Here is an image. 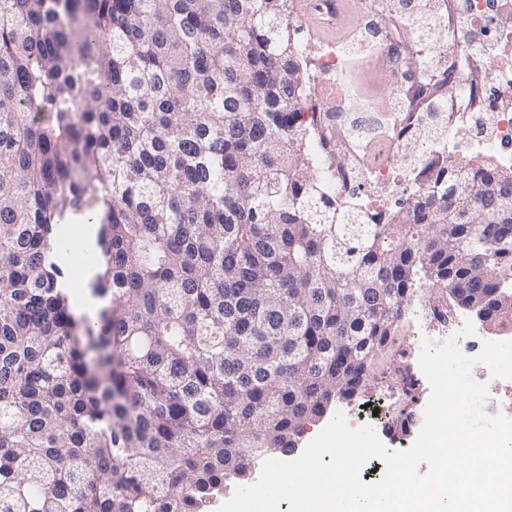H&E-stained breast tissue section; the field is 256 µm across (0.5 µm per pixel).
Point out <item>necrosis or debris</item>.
<instances>
[{
    "instance_id": "1",
    "label": "necrosis or debris",
    "mask_w": 512,
    "mask_h": 512,
    "mask_svg": "<svg viewBox=\"0 0 512 512\" xmlns=\"http://www.w3.org/2000/svg\"><path fill=\"white\" fill-rule=\"evenodd\" d=\"M316 6L338 36L303 56L317 92L308 120L330 129L311 152L337 202L381 224V197L406 194L422 157L512 168V0H362L352 23L342 0ZM407 9L425 15V36L397 22ZM446 73L450 95L417 98Z\"/></svg>"
}]
</instances>
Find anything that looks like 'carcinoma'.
<instances>
[{"mask_svg": "<svg viewBox=\"0 0 512 512\" xmlns=\"http://www.w3.org/2000/svg\"><path fill=\"white\" fill-rule=\"evenodd\" d=\"M297 34L288 0H0V512H203L382 379L422 285L512 322V168L336 204ZM65 273L72 285V289L75 291V299L78 306L88 315L92 323L96 322L95 326H97L96 304H87L85 300L82 301L80 298V292L87 291V282L90 278L89 268L86 264L75 260L72 254L69 253V258L65 266Z\"/></svg>", "mask_w": 512, "mask_h": 512, "instance_id": "carcinoma-1", "label": "carcinoma"}]
</instances>
